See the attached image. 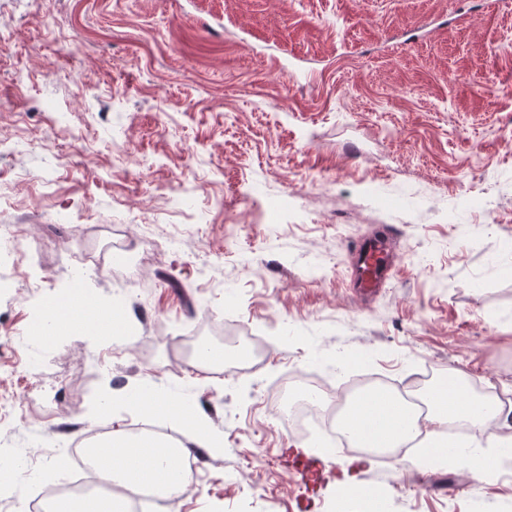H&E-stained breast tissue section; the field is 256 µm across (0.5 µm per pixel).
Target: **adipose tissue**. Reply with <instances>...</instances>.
Returning <instances> with one entry per match:
<instances>
[{
	"label": "adipose tissue",
	"instance_id": "1",
	"mask_svg": "<svg viewBox=\"0 0 512 512\" xmlns=\"http://www.w3.org/2000/svg\"><path fill=\"white\" fill-rule=\"evenodd\" d=\"M462 380L460 372L452 371L447 382L431 388L425 398L426 417H419L414 406L401 396L375 390L353 404L341 416L340 423L351 440L364 447L399 448L419 441L423 454L414 460L419 467H459L476 480L496 471L511 470L512 458L506 456L504 450L512 446V436H500L497 429L512 418V412L500 404L482 402L468 391ZM125 403L145 412L161 410L186 424L184 448L218 452L224 446L222 435L213 432L198 412L182 403L144 391L127 395ZM460 421L485 428L487 447L462 444L448 449L442 438L449 424ZM109 446L111 452L103 456L97 474L114 492L105 500L95 496L83 498L75 506L77 512H125L124 491L129 487L172 500L192 477L190 469L182 463L183 448L169 446L154 434L116 433Z\"/></svg>",
	"mask_w": 512,
	"mask_h": 512
}]
</instances>
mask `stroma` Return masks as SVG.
I'll return each instance as SVG.
<instances>
[{"label": "stroma", "mask_w": 512, "mask_h": 512, "mask_svg": "<svg viewBox=\"0 0 512 512\" xmlns=\"http://www.w3.org/2000/svg\"><path fill=\"white\" fill-rule=\"evenodd\" d=\"M0 225L24 255L0 292V449L26 454L24 496L68 482L63 445L147 425L108 394L153 387L224 437L174 500L141 512H512V472L320 446L323 479L281 462L308 441L268 393L315 367L410 386L431 368L512 391V0H0ZM24 65V80L14 68ZM395 242L371 296L359 244ZM137 244L128 268L73 287L77 258ZM90 294L137 324L126 344L45 343L47 304ZM264 351L247 375L207 372L188 345ZM42 362L57 408L30 393Z\"/></svg>", "instance_id": "stroma-1"}]
</instances>
